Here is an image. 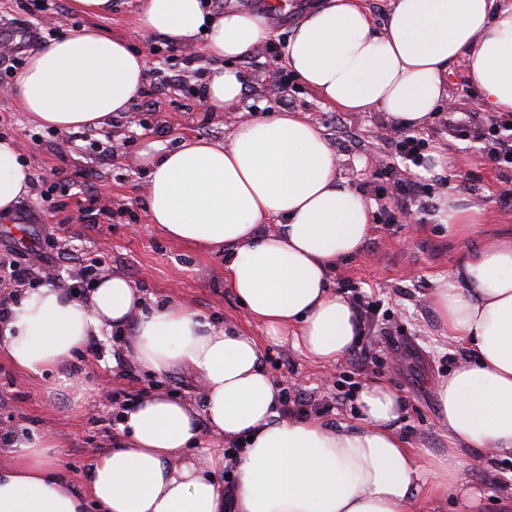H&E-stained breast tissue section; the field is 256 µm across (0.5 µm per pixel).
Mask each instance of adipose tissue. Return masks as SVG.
<instances>
[{
	"mask_svg": "<svg viewBox=\"0 0 512 512\" xmlns=\"http://www.w3.org/2000/svg\"><path fill=\"white\" fill-rule=\"evenodd\" d=\"M137 25L225 65L208 72L215 109L245 90L231 61L269 41L256 13H214L206 0H137ZM471 60L469 82L492 112H512V0H392L375 29L361 0H325L304 16L279 62L346 112H383L403 127L424 126L448 97V71ZM146 57L120 39L85 27L32 50L10 92L22 111L59 131L105 129L143 88ZM147 219L170 239L224 253V282L268 336L292 339L312 359L333 364L359 332L354 305L330 274L354 257L372 231L374 207L342 176L321 129L297 112L239 122L225 140L183 137L172 150L144 151ZM33 172L20 145L0 140V214L25 195ZM439 224L464 234L482 213L453 194L436 205ZM430 304L439 334L471 357L436 383L446 447H409L399 421L406 403L389 382L357 392V424L280 411V390L261 363L256 339L218 328L184 302H146L120 273L77 295L54 285L25 291L0 326L14 365L43 375L112 332L130 359L162 376L197 374L202 408L149 393L122 413V440L100 454L75 493L46 433L17 434L0 466V512H224L215 477L224 454L184 451L202 424L237 445L235 512H419L421 495L461 490L462 462L512 456V240L469 252L437 276Z\"/></svg>",
	"mask_w": 512,
	"mask_h": 512,
	"instance_id": "adipose-tissue-1",
	"label": "adipose tissue"
}]
</instances>
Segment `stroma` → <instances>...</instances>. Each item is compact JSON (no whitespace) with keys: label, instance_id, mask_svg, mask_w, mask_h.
Here are the masks:
<instances>
[{"label":"stroma","instance_id":"stroma-1","mask_svg":"<svg viewBox=\"0 0 512 512\" xmlns=\"http://www.w3.org/2000/svg\"><path fill=\"white\" fill-rule=\"evenodd\" d=\"M137 0H114L110 16L96 20L77 14L69 0H0V32L12 35L24 62L32 48L34 26H46L57 13L56 33L94 26L106 37L125 40L143 53L153 69L149 84L156 92L137 97L130 110L113 115L105 130L58 131L34 122L9 96L0 94V139L23 144V156L34 173L31 192L0 219V254L32 263L44 254L54 266L53 278L33 274L28 286L50 283L80 288L77 256L91 252L111 271L125 275L157 302L184 300L212 325L234 321L258 340L262 363L274 382L289 395L328 405L331 422L355 423L360 385L370 377L390 381L404 397L407 410L399 432L411 445L436 454L443 450L444 428L436 405L435 386L467 356L438 334L429 305L433 279L452 273L465 252L496 238L512 239V167L491 162V139L470 134L486 126L489 116L481 94L467 81L469 59L448 74L449 102L440 103L420 134L429 150L444 147L449 160H461L456 178L421 175L396 153L393 122L381 112H344L326 103L301 80L287 77L264 48L234 61L245 81L238 102L217 111L207 107L197 70H211L217 61L195 42L196 68L186 67V51L159 34L141 33L134 13ZM272 0H223V8L264 14L280 38H288L300 18L324 0H287L273 9ZM284 110L308 115L335 149L343 176L374 206L375 213L393 208L397 179L421 180L425 194L410 205L409 224L374 223L361 251L341 263L330 281L357 304L375 301L377 315L367 320L356 345L333 365L314 362L296 349L267 336L250 320L238 298L224 283V258L168 239L148 224L147 168L141 153L155 143L171 149L182 135L224 140L239 117L255 110ZM464 128L446 130L444 119ZM38 141H31L30 133ZM50 190L42 200L41 190ZM452 191L463 205L481 209L483 222L468 237L448 232L433 219L443 191ZM25 286V287H28ZM25 287L16 286L14 296ZM112 338L79 352L78 364L62 363L39 377L19 371L0 349V421L16 433L50 432L57 444L60 470L76 491H84L85 474L94 458L120 438L119 412L124 401L161 389L179 400H194L193 376L181 369L156 377L133 367V381H122L120 399L104 396V387L119 368ZM68 386H61V379ZM460 479L466 498H424L420 512H512L503 492L512 487V461L495 459L482 466L463 464Z\"/></svg>","mask_w":512,"mask_h":512}]
</instances>
